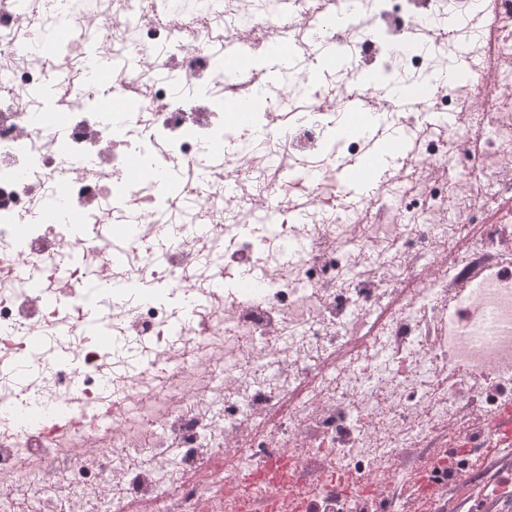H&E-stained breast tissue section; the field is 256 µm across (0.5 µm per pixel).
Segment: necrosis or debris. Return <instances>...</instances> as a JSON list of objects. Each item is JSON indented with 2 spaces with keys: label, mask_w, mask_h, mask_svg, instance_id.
Here are the masks:
<instances>
[{
  "label": "necrosis or debris",
  "mask_w": 512,
  "mask_h": 512,
  "mask_svg": "<svg viewBox=\"0 0 512 512\" xmlns=\"http://www.w3.org/2000/svg\"><path fill=\"white\" fill-rule=\"evenodd\" d=\"M259 30L288 41L287 95L218 66L254 54ZM324 52L348 64L313 77ZM443 62L450 90L433 81ZM374 72L406 90L374 114L416 139L419 188L365 206L339 193L337 159L367 139L336 128ZM232 96L263 100L261 137L225 122ZM204 156L176 219L170 176ZM507 203L512 0H0V512H233L274 501L260 468L281 456L299 467L290 497L314 476L317 512H393L411 449L466 419L457 447H485L512 407ZM273 252L290 259L255 294L216 304L194 280ZM90 274L112 286L106 345L70 319ZM350 475L367 495L339 491Z\"/></svg>",
  "instance_id": "4bbe7bcc"
}]
</instances>
